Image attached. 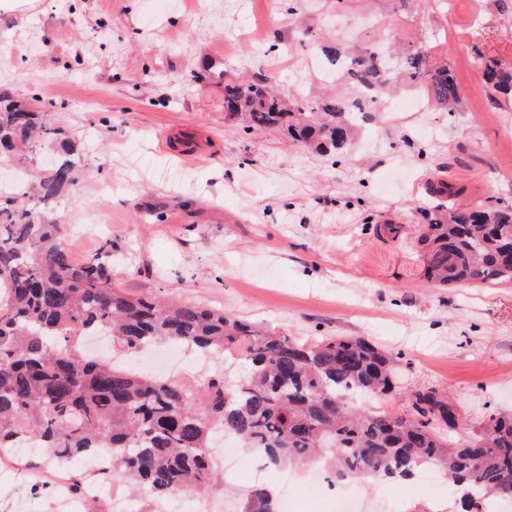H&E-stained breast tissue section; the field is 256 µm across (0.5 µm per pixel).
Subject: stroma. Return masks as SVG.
<instances>
[{
	"label": "stroma",
	"mask_w": 512,
	"mask_h": 512,
	"mask_svg": "<svg viewBox=\"0 0 512 512\" xmlns=\"http://www.w3.org/2000/svg\"><path fill=\"white\" fill-rule=\"evenodd\" d=\"M391 43L447 60L457 111L415 101L403 83L331 158L283 133L246 132L225 117L228 77L266 74L304 101L355 100L361 87L328 73L331 47ZM512 68V13L499 0H39L0 12V92L47 113L84 157L61 198L73 260L111 239L112 279L223 310L303 341L362 336L398 358L402 394L433 387L458 413L454 436L512 409V283L437 287L418 242L445 180L461 202L512 206V101L493 105L489 64ZM175 375L243 379L238 366L185 351ZM256 463L214 486L223 512H245ZM76 458L41 449L0 454V512H111L75 484L100 482ZM365 512H462L456 489L419 475L357 489Z\"/></svg>",
	"instance_id": "1"
}]
</instances>
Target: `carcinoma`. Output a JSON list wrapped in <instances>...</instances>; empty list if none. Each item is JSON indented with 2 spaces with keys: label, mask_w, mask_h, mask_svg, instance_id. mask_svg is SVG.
<instances>
[{
  "label": "carcinoma",
  "mask_w": 512,
  "mask_h": 512,
  "mask_svg": "<svg viewBox=\"0 0 512 512\" xmlns=\"http://www.w3.org/2000/svg\"><path fill=\"white\" fill-rule=\"evenodd\" d=\"M352 79L379 89L406 79L453 111L461 90L446 64L405 53L399 72L371 51L348 59ZM224 81V111L247 130L277 129L294 143L333 154L353 145L352 105H308L277 95L266 76ZM483 87L494 102L512 99V69L487 66ZM55 146L62 159L39 181L0 191V451L34 437L60 463L112 454V467L159 496L206 491L217 475L211 433L222 428L271 465L324 462L338 477L405 479L417 468L443 469L464 512L512 499V414L492 413L463 442L449 399L432 387L410 393L406 411L348 403L397 387L396 361L363 338L313 343L271 334L222 310L193 302L131 296L112 282V242L83 262L62 246L61 194L76 184L80 153L44 113L0 96V160L21 161ZM419 243L424 277L447 286L512 283V208L435 206ZM119 339L133 351L158 340L204 352H240L246 372L233 393L216 378L188 394L159 379L84 355L80 337Z\"/></svg>",
  "instance_id": "1"
}]
</instances>
